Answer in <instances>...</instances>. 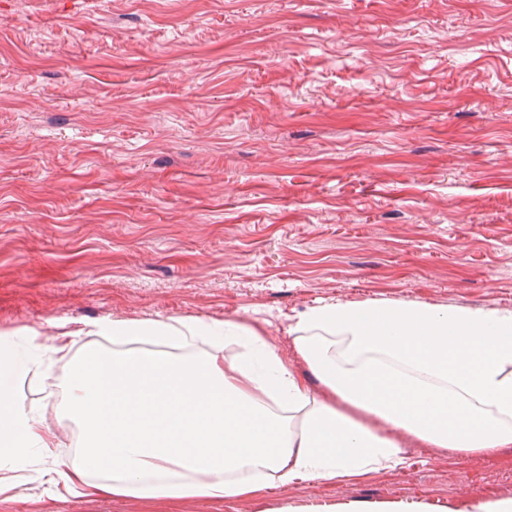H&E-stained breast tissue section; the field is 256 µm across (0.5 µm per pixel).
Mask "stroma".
<instances>
[{"mask_svg":"<svg viewBox=\"0 0 512 512\" xmlns=\"http://www.w3.org/2000/svg\"><path fill=\"white\" fill-rule=\"evenodd\" d=\"M512 310V0H0V336L51 353L25 386L76 458L65 383L91 324L322 303ZM407 468L261 498L58 500L0 512H275L512 497V447L405 445Z\"/></svg>","mask_w":512,"mask_h":512,"instance_id":"stroma-1","label":"stroma"}]
</instances>
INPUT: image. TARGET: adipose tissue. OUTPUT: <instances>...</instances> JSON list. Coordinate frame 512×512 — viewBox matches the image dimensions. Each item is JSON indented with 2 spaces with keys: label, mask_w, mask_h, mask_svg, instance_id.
<instances>
[{
  "label": "adipose tissue",
  "mask_w": 512,
  "mask_h": 512,
  "mask_svg": "<svg viewBox=\"0 0 512 512\" xmlns=\"http://www.w3.org/2000/svg\"><path fill=\"white\" fill-rule=\"evenodd\" d=\"M290 331L307 372L240 319L94 323L112 346L65 385L79 457L41 479L60 498L225 502L404 468L409 439L473 454L512 447V311L335 302ZM228 343L240 348L230 360ZM40 351L0 343V470L10 473L55 445L21 392Z\"/></svg>",
  "instance_id": "ef3b65f1"
}]
</instances>
